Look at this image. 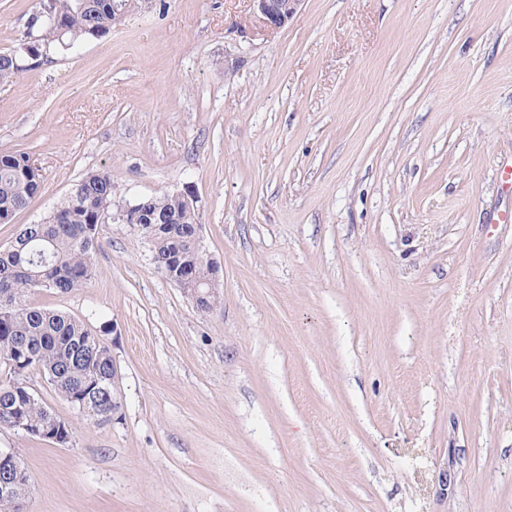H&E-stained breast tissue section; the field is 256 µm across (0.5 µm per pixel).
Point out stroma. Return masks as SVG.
<instances>
[{"mask_svg": "<svg viewBox=\"0 0 512 512\" xmlns=\"http://www.w3.org/2000/svg\"><path fill=\"white\" fill-rule=\"evenodd\" d=\"M38 0H0V51ZM122 203L188 189L223 300L201 313L136 226L33 304L112 348L118 418L64 447L0 430L24 512H512V0H158L0 83V152ZM254 9L270 28L285 26L297 13L302 0H251Z\"/></svg>", "mask_w": 512, "mask_h": 512, "instance_id": "1", "label": "stroma"}]
</instances>
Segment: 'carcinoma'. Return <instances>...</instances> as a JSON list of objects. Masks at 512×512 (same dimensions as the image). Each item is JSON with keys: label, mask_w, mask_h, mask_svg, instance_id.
I'll use <instances>...</instances> for the list:
<instances>
[{"label": "carcinoma", "mask_w": 512, "mask_h": 512, "mask_svg": "<svg viewBox=\"0 0 512 512\" xmlns=\"http://www.w3.org/2000/svg\"><path fill=\"white\" fill-rule=\"evenodd\" d=\"M115 0H39L32 14L31 35L13 49L0 52V83L30 69L26 60L53 58L77 43L106 38L114 28ZM43 184L41 170L29 164L21 151L0 152V224H10L26 209ZM130 207L170 223L143 226L152 238L154 265L173 262L185 268L189 288H206L211 268L196 245L198 213L179 192L145 196L121 206L113 198L112 174L87 172L67 199L57 207L58 220L22 224L14 241L0 249V428L21 416L33 429L57 426L61 445L72 437L69 423L56 417L25 381L27 370H42L53 391L75 407L84 398L94 403L95 416L112 419L120 408L113 389L112 351L108 343L75 317L36 306L30 297L43 291L67 294L86 286L96 275L95 256L101 249V217L116 208ZM30 484L0 494V512H20Z\"/></svg>", "instance_id": "obj_1"}]
</instances>
